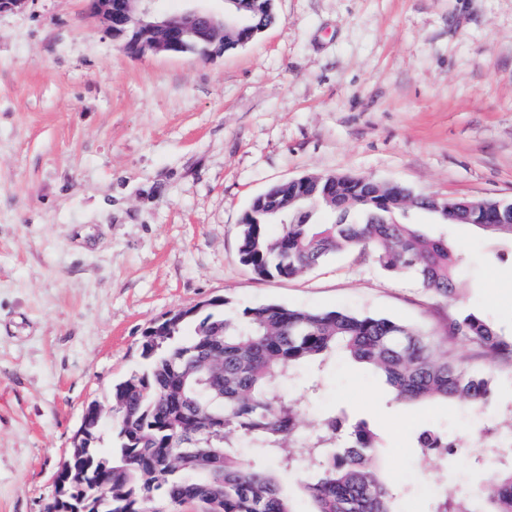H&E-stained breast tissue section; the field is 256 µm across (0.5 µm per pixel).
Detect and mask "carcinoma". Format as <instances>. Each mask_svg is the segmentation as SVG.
I'll return each mask as SVG.
<instances>
[{
    "mask_svg": "<svg viewBox=\"0 0 512 512\" xmlns=\"http://www.w3.org/2000/svg\"><path fill=\"white\" fill-rule=\"evenodd\" d=\"M237 11L264 29L275 22L265 0H238ZM325 201L291 222L270 212L297 193L284 183L256 196L241 225L239 257L259 277L293 278L339 252L369 251L392 274H413L436 295L452 300L458 274L455 251L442 238L397 221L408 210L444 219V201L357 176L315 178ZM277 224L276 237L268 229ZM486 354L483 370L463 366L457 341ZM343 353L381 373L398 401L463 400L476 412L490 403L495 368L512 366V338L463 314L438 336L387 317L347 309L308 310L280 304L238 312L224 299L171 327H151L143 346L144 369L115 385L112 416L116 446L92 444L88 455L110 462L94 476L98 512H176L195 503L202 512H295L283 476L307 472L302 489L313 512H395L396 493L380 465V445L364 421L320 423L316 442L298 435V411L283 387L298 368ZM256 449L245 458L241 445ZM424 457L453 456L462 449L434 429L415 435ZM512 512V466L498 467L477 485L438 499L433 512Z\"/></svg>",
    "mask_w": 512,
    "mask_h": 512,
    "instance_id": "obj_1",
    "label": "carcinoma"
}]
</instances>
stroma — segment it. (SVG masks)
<instances>
[{
    "mask_svg": "<svg viewBox=\"0 0 512 512\" xmlns=\"http://www.w3.org/2000/svg\"><path fill=\"white\" fill-rule=\"evenodd\" d=\"M277 20L206 60L127 55L86 0L0 15V512H47L89 404L140 371L171 311L226 296L345 308L438 332L464 313L512 335V239L421 225L461 251L456 297L368 252L293 279L239 261L250 202L307 175L512 203V0H274ZM307 419L367 421L401 512L482 470L423 462L416 433L469 444L462 401L410 407L336 357L285 390Z\"/></svg>",
    "mask_w": 512,
    "mask_h": 512,
    "instance_id": "1",
    "label": "stroma"
}]
</instances>
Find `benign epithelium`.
I'll list each match as a JSON object with an SVG mask.
<instances>
[{"mask_svg": "<svg viewBox=\"0 0 512 512\" xmlns=\"http://www.w3.org/2000/svg\"><path fill=\"white\" fill-rule=\"evenodd\" d=\"M88 12L99 29L107 36L121 42V47L133 57L148 54L181 55L188 50V40L201 39L215 46L212 53L224 54L218 40L224 27L241 25L232 12L212 13L197 9L178 15H163L154 8V0H88ZM85 427H80L70 451L57 474V491L70 483L83 485L86 473L72 467L70 459L82 452Z\"/></svg>", "mask_w": 512, "mask_h": 512, "instance_id": "1", "label": "benign epithelium"}]
</instances>
